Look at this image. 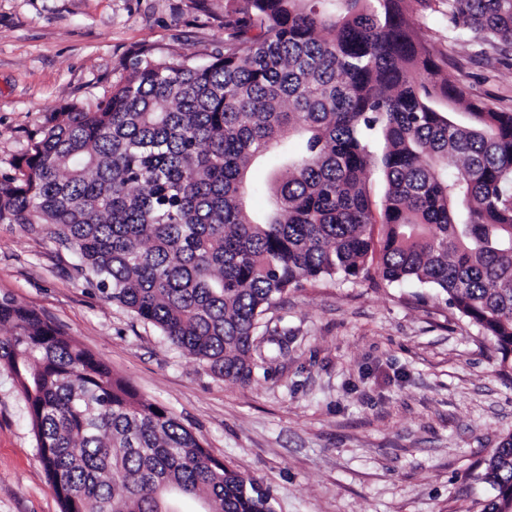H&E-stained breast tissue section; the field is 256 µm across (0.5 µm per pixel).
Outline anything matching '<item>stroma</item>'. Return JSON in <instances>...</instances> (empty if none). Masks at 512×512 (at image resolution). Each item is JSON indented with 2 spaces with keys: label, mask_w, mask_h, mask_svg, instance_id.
Instances as JSON below:
<instances>
[{
  "label": "stroma",
  "mask_w": 512,
  "mask_h": 512,
  "mask_svg": "<svg viewBox=\"0 0 512 512\" xmlns=\"http://www.w3.org/2000/svg\"><path fill=\"white\" fill-rule=\"evenodd\" d=\"M225 0H0V173L63 104L94 105L142 47L203 62ZM415 28L476 98L512 109V67L452 40L441 7ZM41 224H0V295L35 309L177 416L274 512H482L485 462L512 434V372L482 329L414 284L319 280L262 318L283 356L243 385L213 376L80 279ZM0 512H60L25 403L0 367Z\"/></svg>",
  "instance_id": "stroma-1"
}]
</instances>
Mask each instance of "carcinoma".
<instances>
[{"label": "carcinoma", "instance_id": "carcinoma-1", "mask_svg": "<svg viewBox=\"0 0 512 512\" xmlns=\"http://www.w3.org/2000/svg\"><path fill=\"white\" fill-rule=\"evenodd\" d=\"M453 38L512 61V0H438ZM431 0H228L204 64L143 48L93 107L67 103L0 175V223L45 224L102 296L231 383L292 288L436 290L512 356V110L448 79L411 24ZM275 153L267 211L249 169ZM385 183L380 207L369 186ZM0 366L61 512H274L175 416L38 312L0 296ZM512 498V434L486 463Z\"/></svg>", "mask_w": 512, "mask_h": 512}]
</instances>
